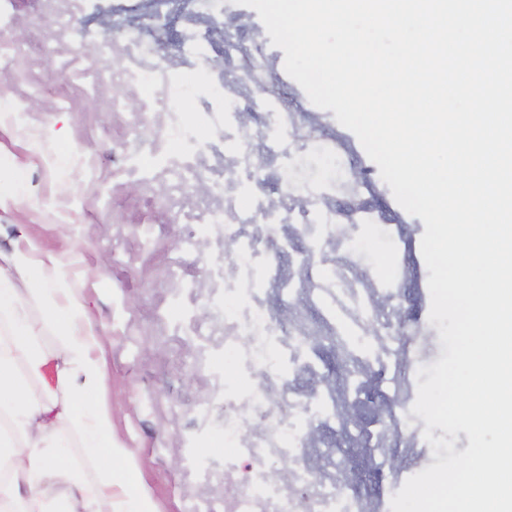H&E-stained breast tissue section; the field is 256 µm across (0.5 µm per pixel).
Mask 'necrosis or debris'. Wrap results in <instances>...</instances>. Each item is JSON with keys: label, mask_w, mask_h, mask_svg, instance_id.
I'll return each instance as SVG.
<instances>
[{"label": "necrosis or debris", "mask_w": 512, "mask_h": 512, "mask_svg": "<svg viewBox=\"0 0 512 512\" xmlns=\"http://www.w3.org/2000/svg\"><path fill=\"white\" fill-rule=\"evenodd\" d=\"M216 3L217 0H155V8L162 14L174 11L187 18L188 24L181 29L180 39L185 52L195 55L201 49L206 35L193 28L192 23L197 18L215 13ZM237 32V26L226 28L224 51L228 54L236 53L237 71L253 85L255 93L244 99L240 109L231 112L218 106L211 107L206 113V121L216 130H226L237 124L240 114L257 111L256 93L269 95L274 112L280 116L278 126L282 131L281 137L273 140L271 151L280 156L290 155L306 142L307 136L298 129L295 121L286 120L288 105L283 102L280 93L271 91L268 77L260 76L261 65L256 54L242 47ZM97 41L101 54L112 57L111 67L98 69V79L105 82L125 81L141 94L136 103L113 101L115 120L135 131L143 127L152 130L151 138L140 142L138 148L130 150L118 144L113 146L112 152L118 159L115 177L131 179L137 185L151 189L153 203L166 207L171 204L167 186L171 180L179 185L184 194L223 199L224 205L220 210L207 211L206 221L224 227V255L232 260L226 269L227 274L234 277L247 270L249 258L260 245L261 239L254 235H242L239 227L257 223L258 215L237 211L235 200L227 190L226 177L239 170H259V155L241 152L237 146L228 144L224 147L221 166L215 168L203 163L188 162L181 154L169 153L166 145L172 136H179L187 145L193 143L194 136L184 128L178 108L169 109V121L164 124L158 119L151 102L163 93L172 99L184 95L185 87L179 84L165 62L159 61L152 68H144V58L155 53L150 42L135 37L122 41L112 40L103 35L98 36ZM280 334V328L272 323L261 306H254L243 316L238 315L233 308L224 310V336L228 341L225 351L230 359L245 360L252 368L265 366L271 361L270 345ZM218 428L228 441L237 445L240 456L245 459L260 452L278 458L286 450H297L302 443L300 436L291 434L279 442L259 444L247 438L244 421L230 414L224 416ZM300 478L303 484L314 489L313 494L304 502L281 495L271 483L267 468L246 469L241 476L243 492L235 512H358L357 500L341 495L335 485L320 483L314 471L302 470Z\"/></svg>", "instance_id": "obj_1"}]
</instances>
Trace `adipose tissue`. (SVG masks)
Instances as JSON below:
<instances>
[{"mask_svg": "<svg viewBox=\"0 0 512 512\" xmlns=\"http://www.w3.org/2000/svg\"><path fill=\"white\" fill-rule=\"evenodd\" d=\"M67 266L24 232L0 248V512H157L113 436L102 331ZM66 432L87 448L94 476L62 488Z\"/></svg>", "mask_w": 512, "mask_h": 512, "instance_id": "obj_1", "label": "adipose tissue"}]
</instances>
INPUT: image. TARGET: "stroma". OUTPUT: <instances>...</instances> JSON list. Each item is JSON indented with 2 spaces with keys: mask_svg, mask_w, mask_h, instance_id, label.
Segmentation results:
<instances>
[{
  "mask_svg": "<svg viewBox=\"0 0 512 512\" xmlns=\"http://www.w3.org/2000/svg\"><path fill=\"white\" fill-rule=\"evenodd\" d=\"M145 0H13L9 31L20 48L0 56V106L24 105L21 117L0 124V247H10L26 228L53 251L73 256L72 279L82 283L90 315L104 325L101 354L112 376L117 404L112 430L138 462L158 512H225L242 491L225 463H239L237 449L215 447L221 434L198 428L201 416L224 417L225 403L249 422L250 434L263 427L249 405L255 390L286 395L280 418L285 429L306 438L300 462L268 460L274 485L302 497L296 482L301 463L334 459L322 480L342 493L359 495L362 512H390V500L405 481L433 465L423 437L425 421L412 413L417 370L443 355L437 325L429 321V272L421 252L423 221L407 213L382 180L378 166L358 138L340 125L333 111L311 103L284 69L283 51L272 45L254 9L227 0V12L243 20L241 40L262 48L273 87L284 90L298 120L320 144L338 137L352 146L350 156L319 157L314 173L287 179L288 161L271 155L274 115L243 118L250 134L244 149L267 155L266 165L238 176L236 190L244 210H254L248 188L280 196L291 219L278 224L244 225L245 233H264L249 267L262 287L256 299L273 323L308 328L300 340L282 337L283 371L268 375L245 364L231 365L224 352V227L175 224L169 209L147 201L140 187L114 188L112 147L130 139L113 124L110 107L118 86L97 84L84 73L99 51L82 33L97 29L100 17L134 19L130 36L151 42L157 54L188 87L180 102L185 117L197 120L201 160L219 165L224 140L202 123L209 103L234 108L247 88L227 82L224 50L209 49L200 59L184 52L164 28L137 20ZM50 83L34 95L30 86ZM24 169L17 184L16 169ZM321 185L326 206L336 211L331 235H323L307 211L308 188ZM335 275L355 266L361 276L387 284L384 299L360 296L337 307L321 302L310 288L284 294L279 282L295 280L299 259ZM341 332L354 345L361 369L371 381V414L363 425L371 437L383 429L382 401L399 397L405 445L367 460L362 447L342 439L349 421L322 412L321 401L354 402L345 389L352 364L329 337Z\"/></svg>",
  "mask_w": 512,
  "mask_h": 512,
  "instance_id": "stroma-1",
  "label": "stroma"
}]
</instances>
